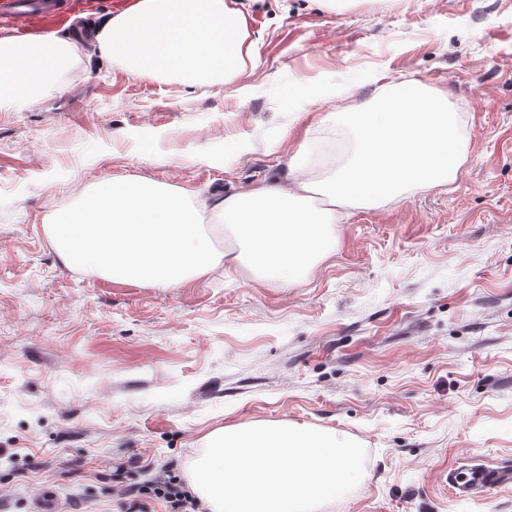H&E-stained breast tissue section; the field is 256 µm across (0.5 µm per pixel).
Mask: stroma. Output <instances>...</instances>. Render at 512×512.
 <instances>
[{
	"label": "stroma",
	"mask_w": 512,
	"mask_h": 512,
	"mask_svg": "<svg viewBox=\"0 0 512 512\" xmlns=\"http://www.w3.org/2000/svg\"><path fill=\"white\" fill-rule=\"evenodd\" d=\"M241 2L255 61L237 78L133 79L85 48L0 111V507L121 512L113 485L189 481L213 435L288 424L366 451L318 512H512V489L459 500L446 480L512 464V0ZM116 13L81 0L29 30ZM412 80L462 114L457 179L337 207L298 280L243 261L120 283L53 245L58 213L109 178L215 201L308 170L343 113Z\"/></svg>",
	"instance_id": "1"
}]
</instances>
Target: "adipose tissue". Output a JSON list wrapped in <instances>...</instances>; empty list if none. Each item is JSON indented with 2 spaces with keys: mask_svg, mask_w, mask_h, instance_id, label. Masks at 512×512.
<instances>
[{
  "mask_svg": "<svg viewBox=\"0 0 512 512\" xmlns=\"http://www.w3.org/2000/svg\"><path fill=\"white\" fill-rule=\"evenodd\" d=\"M98 55L134 78L167 77L205 85L242 74L253 62L246 18L232 0H138L95 29ZM79 52L77 42L46 34L28 44L0 36V105H28L23 83L54 74ZM354 132L353 164L322 188L330 206L306 203L314 184L294 172L288 186L267 184L227 196L214 207L241 247L212 250L189 195L134 178L106 180L77 208L58 214V254L78 268L115 281L177 288L219 262L248 259L258 276L293 281L329 249L335 202L376 207L409 187L456 179L462 145L446 93L412 82L383 92L374 105L344 113Z\"/></svg>",
  "mask_w": 512,
  "mask_h": 512,
  "instance_id": "obj_1",
  "label": "adipose tissue"
}]
</instances>
